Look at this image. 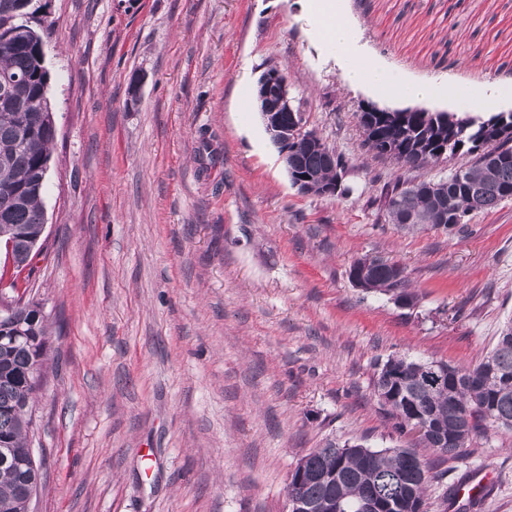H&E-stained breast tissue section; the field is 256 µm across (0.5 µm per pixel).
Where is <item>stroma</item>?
<instances>
[{
  "label": "stroma",
  "mask_w": 512,
  "mask_h": 512,
  "mask_svg": "<svg viewBox=\"0 0 512 512\" xmlns=\"http://www.w3.org/2000/svg\"><path fill=\"white\" fill-rule=\"evenodd\" d=\"M57 128L46 244L29 285L47 318L36 398L38 512H289L298 458L331 438L410 447L372 393L391 355L469 367L512 319V200L453 232L382 215L396 164L356 114L402 100L351 87L307 0H46ZM365 54L417 81L506 96L512 0H343ZM287 71L349 194L294 188L253 101ZM138 93H131V80ZM403 265L413 308L351 263ZM477 503L457 489L478 472ZM427 512H512V435L433 463Z\"/></svg>",
  "instance_id": "35a3bbf8"
}]
</instances>
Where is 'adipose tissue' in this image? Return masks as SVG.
<instances>
[{"mask_svg": "<svg viewBox=\"0 0 512 512\" xmlns=\"http://www.w3.org/2000/svg\"><path fill=\"white\" fill-rule=\"evenodd\" d=\"M309 16L316 37L327 53L336 59L352 86L405 101L431 102L445 98L471 108L503 95L502 89L493 87L475 91L464 86L418 84L380 66L361 52L356 33L344 19L338 0H311Z\"/></svg>", "mask_w": 512, "mask_h": 512, "instance_id": "obj_1", "label": "adipose tissue"}]
</instances>
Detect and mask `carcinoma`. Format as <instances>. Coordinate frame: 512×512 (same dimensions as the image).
<instances>
[{
  "mask_svg": "<svg viewBox=\"0 0 512 512\" xmlns=\"http://www.w3.org/2000/svg\"><path fill=\"white\" fill-rule=\"evenodd\" d=\"M46 5L34 0H0V249L15 274L30 266L42 249L43 194L56 129L49 98V72L41 57L38 18ZM363 145L376 158L402 168L420 170L444 160L465 158L446 179L397 180L386 189L384 217L396 223L398 213L417 221L401 228L425 227L453 232L458 219L485 213L512 199V111L487 119L418 108L414 112H382L372 121L356 113ZM288 153V166L315 180L308 191L321 195L336 181L331 154L336 149L313 131L278 146ZM448 213V223L435 217ZM13 250L7 251V244ZM364 292L389 295L414 306L416 292L407 285L405 269L380 257L367 258ZM24 324L26 339L0 342V512H29L28 491L31 424L38 387L33 368L46 373L48 328L45 316L19 312L0 317V334ZM447 371L443 380L433 367ZM372 390L384 398L393 430L414 439L412 448L375 450L333 440L313 448L297 462L293 474L304 479L288 485V496L304 512H366L364 505L384 504L382 512H426L425 491L430 465L418 449L455 456L472 445L488 427L512 432V320L505 323L492 349L467 369L443 360H417L391 355L375 363ZM427 425L414 432L413 414Z\"/></svg>",
  "mask_w": 512,
  "mask_h": 512,
  "instance_id": "cac0c4a2",
  "label": "carcinoma"
}]
</instances>
